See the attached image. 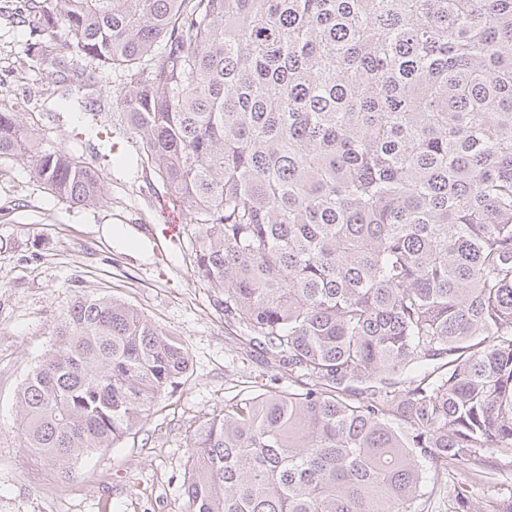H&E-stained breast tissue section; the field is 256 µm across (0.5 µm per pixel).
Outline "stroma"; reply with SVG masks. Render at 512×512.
<instances>
[{
    "label": "stroma",
    "mask_w": 512,
    "mask_h": 512,
    "mask_svg": "<svg viewBox=\"0 0 512 512\" xmlns=\"http://www.w3.org/2000/svg\"><path fill=\"white\" fill-rule=\"evenodd\" d=\"M126 84L118 73L97 75L93 91L102 119L121 141L117 102ZM0 90L20 112L33 113L41 147L68 151L100 168L103 198L72 208L33 180L25 156L0 159V512H186L190 434L220 414L227 400L258 385L287 388V366L271 365L258 347L239 341L213 293L195 277L197 225L158 254L147 227L160 223L166 189L146 166L104 165L106 144L73 133L85 112V91L59 111V88L37 63L23 28L0 20ZM122 300L178 339L191 376L161 396L152 416L114 446L101 449L63 482L23 448L14 428L16 397L53 340V328L76 294Z\"/></svg>",
    "instance_id": "1"
}]
</instances>
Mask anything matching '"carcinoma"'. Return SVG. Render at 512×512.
Masks as SVG:
<instances>
[{"label":"carcinoma","instance_id":"1","mask_svg":"<svg viewBox=\"0 0 512 512\" xmlns=\"http://www.w3.org/2000/svg\"><path fill=\"white\" fill-rule=\"evenodd\" d=\"M0 19L49 36L65 110L93 87L79 62L129 76L137 158L203 230L194 275L300 376L193 432L187 512H512L469 491L512 469V0H0ZM35 132L0 100V158L100 203L99 169ZM54 336L17 425L71 480L190 360L93 293Z\"/></svg>","mask_w":512,"mask_h":512}]
</instances>
